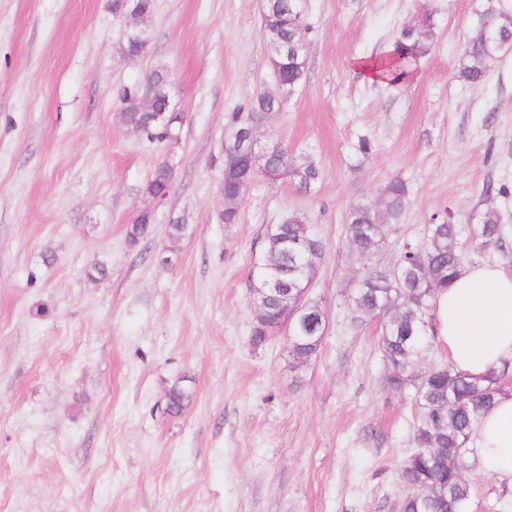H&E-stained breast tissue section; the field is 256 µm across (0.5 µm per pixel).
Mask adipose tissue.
Listing matches in <instances>:
<instances>
[{"label": "adipose tissue", "mask_w": 512, "mask_h": 512, "mask_svg": "<svg viewBox=\"0 0 512 512\" xmlns=\"http://www.w3.org/2000/svg\"><path fill=\"white\" fill-rule=\"evenodd\" d=\"M437 343L454 368L472 377L512 361V271L466 266L434 302ZM471 461L512 490V389L498 396L470 441Z\"/></svg>", "instance_id": "obj_1"}]
</instances>
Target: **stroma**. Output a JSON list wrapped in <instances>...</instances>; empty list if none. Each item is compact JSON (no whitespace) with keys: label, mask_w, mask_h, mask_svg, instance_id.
Segmentation results:
<instances>
[{"label":"stroma","mask_w":512,"mask_h":512,"mask_svg":"<svg viewBox=\"0 0 512 512\" xmlns=\"http://www.w3.org/2000/svg\"><path fill=\"white\" fill-rule=\"evenodd\" d=\"M307 3L303 81L260 137L320 179L302 192L256 178L239 223L223 224L227 115L270 86L262 0H155L137 58L113 0H0V512H400L417 408L382 385L381 320L351 319L360 260L346 215L399 176L409 201L376 262L422 242L434 214L465 228L492 208L502 251L465 236L462 249L467 263L511 269L512 51L481 86L456 75L487 0ZM423 9L437 42L413 80L353 74L352 58ZM157 73L185 115L174 144L148 143L120 115L124 88ZM169 156L158 205L145 186ZM145 208L153 233L130 244ZM292 213L326 244L311 296L327 331L298 373L284 335L251 342L265 233ZM181 216L189 229L174 244ZM179 378L193 398L172 415ZM467 476L468 512H512V491Z\"/></svg>","instance_id":"1"}]
</instances>
